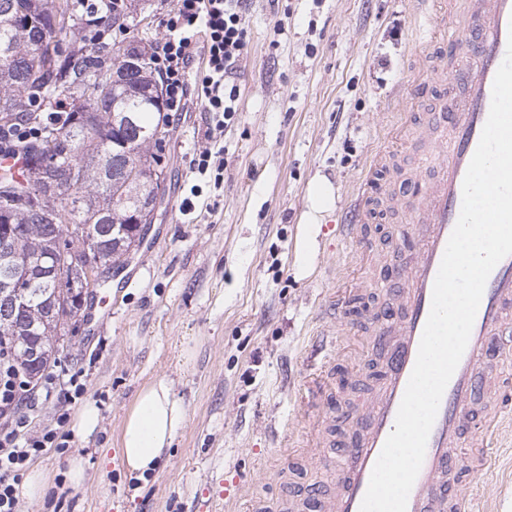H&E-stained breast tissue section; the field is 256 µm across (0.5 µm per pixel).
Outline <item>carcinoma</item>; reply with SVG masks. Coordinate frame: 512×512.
Listing matches in <instances>:
<instances>
[{"instance_id": "carcinoma-1", "label": "carcinoma", "mask_w": 512, "mask_h": 512, "mask_svg": "<svg viewBox=\"0 0 512 512\" xmlns=\"http://www.w3.org/2000/svg\"><path fill=\"white\" fill-rule=\"evenodd\" d=\"M62 2L70 24L54 28L53 10ZM137 26L134 16L107 8L87 10L84 0H0V109L8 121L0 129L39 109L50 96L67 100L71 89L85 97L84 110L44 122V135L24 148L26 183L6 173L0 191L15 195L14 206L0 212V341L13 348L19 366L36 376L49 367L63 317L76 316L82 295L53 300L61 290L58 273L39 263L60 248L91 242L104 270L121 265L141 245L137 220L154 211L165 194V179L154 175L168 126L162 102L154 95L160 80L148 65L145 48L131 62L121 48L100 55L91 46L110 28ZM112 73L109 90L96 77ZM26 287L24 306L14 303V284ZM48 342L32 358L30 346Z\"/></svg>"}]
</instances>
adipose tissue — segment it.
I'll use <instances>...</instances> for the list:
<instances>
[{"mask_svg": "<svg viewBox=\"0 0 512 512\" xmlns=\"http://www.w3.org/2000/svg\"><path fill=\"white\" fill-rule=\"evenodd\" d=\"M335 207L332 185L325 180L313 183L308 193V209L302 219L303 232L297 243L300 274L309 273L318 250L320 221ZM185 421L186 409L175 397L171 382L163 378L149 382L139 391L121 427L119 450L124 464L141 475L152 472Z\"/></svg>", "mask_w": 512, "mask_h": 512, "instance_id": "obj_1", "label": "adipose tissue"}]
</instances>
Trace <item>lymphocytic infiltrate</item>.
Segmentation results:
<instances>
[{
  "mask_svg": "<svg viewBox=\"0 0 512 512\" xmlns=\"http://www.w3.org/2000/svg\"><path fill=\"white\" fill-rule=\"evenodd\" d=\"M245 0H176L164 25L167 36L149 58L150 68L162 78L167 111H186L201 105L216 122L208 137L233 125L238 92L230 77L247 45ZM204 49V71L196 82L186 75L195 47ZM85 390L79 374L49 370L38 381L19 371L7 349L0 347V512H19L25 464L47 449L64 450L70 437L68 407ZM53 403V427L36 428L22 410L27 401Z\"/></svg>",
  "mask_w": 512,
  "mask_h": 512,
  "instance_id": "lymphocytic-infiltrate-1",
  "label": "lymphocytic infiltrate"
}]
</instances>
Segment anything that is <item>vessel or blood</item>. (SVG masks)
I'll list each match as a JSON object with an SVG mask.
<instances>
[{"label": "vessel or blood", "mask_w": 512, "mask_h": 512, "mask_svg": "<svg viewBox=\"0 0 512 512\" xmlns=\"http://www.w3.org/2000/svg\"><path fill=\"white\" fill-rule=\"evenodd\" d=\"M434 25L450 26L451 48L415 46L407 83L405 112L395 132L431 165L428 175L399 197L384 193V209H402L403 223L393 248L406 257L393 273L399 284L397 313L384 318L374 342L384 351V367L362 400L365 421L358 440L342 448L336 489L314 500L312 512H360L371 472L394 428L399 405L413 370L428 319L435 278L462 207V184L489 115L495 74L512 37V0H426ZM374 182L364 178L355 197L344 203L338 231L349 246L363 248L360 227L372 216ZM330 392L323 367H315L298 395L295 415L311 426L304 448L287 463L272 467L280 482L290 465L315 459L327 447L335 422L319 406ZM512 415V255L491 272L463 357L442 396L424 462L409 494L407 512H473V483L460 473L448 476L458 451L470 449L487 466L501 442L505 417Z\"/></svg>", "instance_id": "b4317fda"}]
</instances>
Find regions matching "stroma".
Segmentation results:
<instances>
[{
	"label": "stroma",
	"instance_id": "obj_1",
	"mask_svg": "<svg viewBox=\"0 0 512 512\" xmlns=\"http://www.w3.org/2000/svg\"><path fill=\"white\" fill-rule=\"evenodd\" d=\"M173 6L135 0L145 44L163 41ZM248 25L235 73L238 117L221 139L223 183L193 172L211 113L194 105L169 116L164 200L122 271L84 296V310L105 299L112 317L96 338L74 318L55 344L56 365L82 371V399L99 407L100 426L37 458L45 488L22 492L19 512H225L222 498L244 512L253 494L300 501L307 488L332 485L321 461L296 465L284 485L265 475L288 433L307 430L294 402L324 299L344 295L329 277L346 249L341 210L322 220L304 278L295 274L296 242L310 185L327 180L346 198L399 120L392 93L429 23L417 0H250ZM195 187L211 212L185 213ZM367 303L364 316H350L328 370L349 383L336 392L339 415L357 411L378 362L371 337L380 299ZM162 377L187 417L160 466L140 479L121 460V426L140 389ZM74 457L86 473L78 486L66 477ZM473 482L488 512H512V447L496 449Z\"/></svg>",
	"mask_w": 512,
	"mask_h": 512
}]
</instances>
